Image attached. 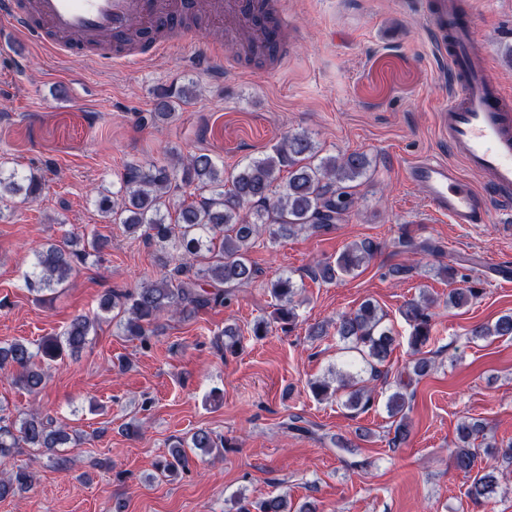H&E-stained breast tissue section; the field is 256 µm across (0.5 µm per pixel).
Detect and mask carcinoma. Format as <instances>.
<instances>
[{"label": "carcinoma", "instance_id": "1", "mask_svg": "<svg viewBox=\"0 0 512 512\" xmlns=\"http://www.w3.org/2000/svg\"><path fill=\"white\" fill-rule=\"evenodd\" d=\"M195 87L190 83L174 89L170 99L159 101L156 110L139 116V121L159 127L174 119L175 108L193 98ZM369 168L370 161L363 152L320 155L318 146L305 132L287 134L264 157L230 169L205 153H175L167 163L127 162L120 173L119 189L100 193L96 200L98 210L122 224L128 234L159 246L166 254L159 257L158 278L135 288L108 289L100 300V310L115 313L124 335L145 341L163 311L189 320L202 310L224 306L230 300L224 285L250 283L259 275L250 249L262 231L269 232L272 243L302 230L329 231L355 204V183L367 175ZM285 170L286 181L282 178ZM43 188L41 169L20 173L0 162V202L13 198L35 200ZM107 247L108 240L100 237L85 241L67 235L59 241H49L23 272L24 286L46 303L45 293L67 287L87 259ZM398 247L404 252L438 251L436 245L428 241L417 243L407 234L398 239ZM379 249L380 245L370 240L354 242L336 261L319 262L310 273L324 283L336 282L370 262ZM297 292L290 275L270 281V293L276 301L274 319L285 332L297 326L293 301ZM479 293L473 287L453 289L448 293V304L462 306ZM432 304V300L424 298L409 301L401 309L402 317L412 328L410 345L415 358L409 362L407 379L399 380L386 400L394 428L389 443L394 448L404 443L409 434L408 412L413 394L408 388L413 378L423 377L432 369V360L422 355V348L431 339ZM385 318L378 305L365 301L357 310L336 319V336L347 344L349 357L336 372V387H330L327 381L316 382L312 385L316 395L344 391V406L356 414L373 407L374 389L359 384L357 374L358 368L364 366L370 380L384 377L381 367L395 343ZM94 328L93 320L78 315L63 333L47 337L35 347L20 340L1 343L0 371L11 373L13 383L27 392L37 393L53 364L83 351ZM468 335L473 340L511 337L512 314L499 317L493 324H475ZM213 344L219 352L235 351L239 345L236 329L224 328L216 334ZM483 437L485 426L480 422L458 423L455 467L469 475L467 494L476 503L490 500L498 488L495 468H476L474 445ZM80 443L79 433L38 411L14 418L0 407V459L14 455L19 448L53 452L57 448H75ZM223 448L224 438L198 429L174 440L168 454L156 463V469L172 476L188 469L190 454L198 450L219 453ZM32 486L29 469L18 466L8 478H0V499L26 492ZM237 512H291V506L287 495L278 494L253 507L242 504Z\"/></svg>", "mask_w": 512, "mask_h": 512}]
</instances>
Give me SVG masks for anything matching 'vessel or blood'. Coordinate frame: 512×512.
I'll list each match as a JSON object with an SVG mask.
<instances>
[{
	"mask_svg": "<svg viewBox=\"0 0 512 512\" xmlns=\"http://www.w3.org/2000/svg\"><path fill=\"white\" fill-rule=\"evenodd\" d=\"M205 7L212 27L233 28L284 57L287 0H0V17L12 35L59 59L82 56L103 65L163 60L182 21ZM452 0H426L438 54L452 74L438 128L459 158L412 162L408 178L421 186L433 212L452 224H486L492 209L465 177L481 175L487 187L512 194V90L498 80L488 49L470 22L449 26Z\"/></svg>",
	"mask_w": 512,
	"mask_h": 512,
	"instance_id": "vessel-or-blood-1",
	"label": "vessel or blood"
}]
</instances>
